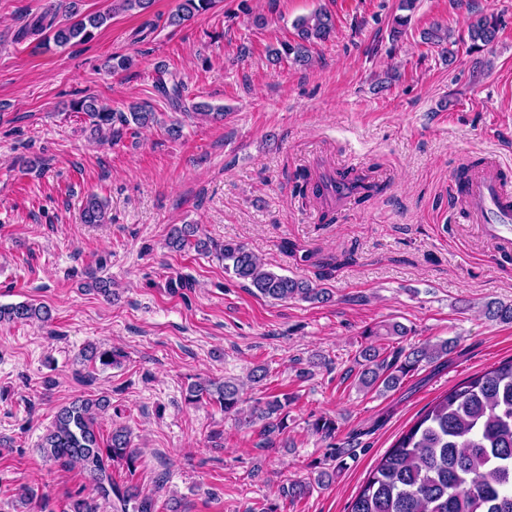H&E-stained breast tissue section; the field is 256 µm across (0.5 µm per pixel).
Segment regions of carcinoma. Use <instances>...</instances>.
<instances>
[{
	"label": "carcinoma",
	"mask_w": 512,
	"mask_h": 512,
	"mask_svg": "<svg viewBox=\"0 0 512 512\" xmlns=\"http://www.w3.org/2000/svg\"><path fill=\"white\" fill-rule=\"evenodd\" d=\"M152 0H117L106 12L84 14L80 0H48L43 12L32 24L17 34V40L37 38L43 45L64 48L73 42L94 37V31L112 19L114 12L145 11ZM214 0H179L169 15L171 26H180L196 14L208 11ZM296 40L284 42L279 49L268 50V60L278 64L290 58L304 66L310 60L309 48L328 41L335 32L333 16L325 10L301 17L293 24ZM500 23L494 14H481L468 26L469 50H479L494 42ZM424 43L442 47L453 59L448 29L436 24L422 32ZM167 70L159 69L156 88L169 100L182 101L184 84L173 80L167 85ZM96 131L108 130L118 139L133 125L146 127L157 122L156 113L147 106L131 108L128 112L114 111L92 97L77 102ZM82 220L85 224L107 221L103 202L95 194L87 196ZM169 246L177 251L192 247L199 252L209 251V241L197 237L192 224L174 225L168 234ZM224 270L273 300L301 299L326 303L330 295L312 282L279 275L267 268L245 245L226 242L220 249ZM484 314L492 321L512 323V304L491 301ZM52 310L43 304L22 302L0 306V322H48ZM368 336L408 335L407 328L398 323L370 327ZM455 347V340L426 341L419 345L389 348L376 342L363 347L356 359L359 366L357 381L364 389L395 390L405 378L420 367L439 362ZM120 356L115 348H93L87 355L90 361L103 366L116 362ZM193 401L207 397L218 403L226 413L240 412V385L234 381H205L191 390ZM288 396L259 401L252 408L246 423H261L259 435L263 447L276 446V437L287 428L283 410ZM110 406L106 396L80 399L61 406L51 428L42 436L38 450L62 468L79 467L94 482L95 497L77 498L72 512H98L101 499L111 505L112 512H156L153 496L143 493L132 484L121 485L112 479V466L126 465L136 470L139 452L132 445L131 432L125 426L115 427L106 440L96 430V415ZM310 429L328 441L331 457H336V421L320 415L308 422ZM312 487L311 479L294 480L287 495L301 499ZM349 512H512V358H508L456 385L434 401L404 432L392 448L372 469L358 494L349 505Z\"/></svg>",
	"instance_id": "cac0c4a2"
}]
</instances>
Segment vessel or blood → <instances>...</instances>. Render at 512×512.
<instances>
[{
    "label": "vessel or blood",
    "mask_w": 512,
    "mask_h": 512,
    "mask_svg": "<svg viewBox=\"0 0 512 512\" xmlns=\"http://www.w3.org/2000/svg\"><path fill=\"white\" fill-rule=\"evenodd\" d=\"M448 195L464 204L488 236L505 243L512 241V177L500 168L491 166L477 175L453 173Z\"/></svg>",
    "instance_id": "vessel-or-blood-1"
}]
</instances>
